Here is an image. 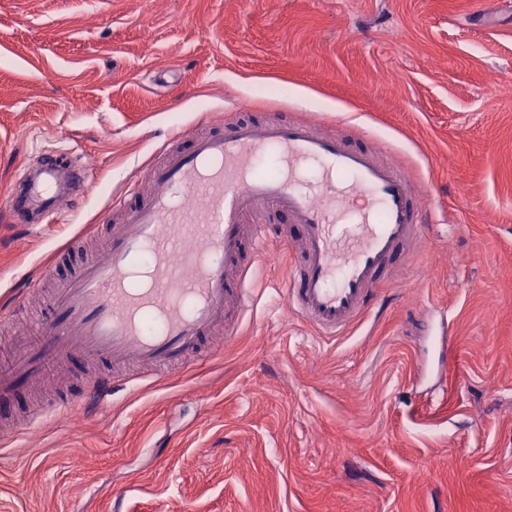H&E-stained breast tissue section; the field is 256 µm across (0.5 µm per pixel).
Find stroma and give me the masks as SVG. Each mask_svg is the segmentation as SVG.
Returning a JSON list of instances; mask_svg holds the SVG:
<instances>
[{"label":"stroma","instance_id":"35a3bbf8","mask_svg":"<svg viewBox=\"0 0 512 512\" xmlns=\"http://www.w3.org/2000/svg\"><path fill=\"white\" fill-rule=\"evenodd\" d=\"M242 102L405 167L428 241L334 339L260 263L221 355L0 444V512H512V0H0V196L48 153L93 174L0 217V302L168 133Z\"/></svg>","mask_w":512,"mask_h":512}]
</instances>
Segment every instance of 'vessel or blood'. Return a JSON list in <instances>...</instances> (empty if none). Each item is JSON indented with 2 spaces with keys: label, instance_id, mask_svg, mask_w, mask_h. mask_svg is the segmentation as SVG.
Returning <instances> with one entry per match:
<instances>
[{
  "label": "vessel or blood",
  "instance_id": "1",
  "mask_svg": "<svg viewBox=\"0 0 512 512\" xmlns=\"http://www.w3.org/2000/svg\"><path fill=\"white\" fill-rule=\"evenodd\" d=\"M175 133L105 215L92 251L75 244L49 265L57 283L31 331L14 334L0 364V437L31 430L14 407L56 362L96 366L86 392L112 394V373L135 361L166 377L212 357L245 311L248 274L287 250L285 303L314 331L342 336L374 307L395 264L426 238V213L410 179L381 153L320 132L310 119L246 116L228 126ZM274 153L266 174L258 161ZM0 210L32 223L19 188Z\"/></svg>",
  "mask_w": 512,
  "mask_h": 512
}]
</instances>
